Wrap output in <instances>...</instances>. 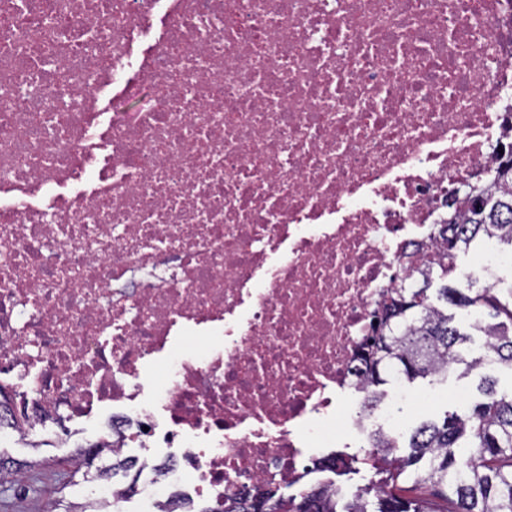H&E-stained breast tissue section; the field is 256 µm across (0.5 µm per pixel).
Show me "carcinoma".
Masks as SVG:
<instances>
[{"mask_svg": "<svg viewBox=\"0 0 512 512\" xmlns=\"http://www.w3.org/2000/svg\"><path fill=\"white\" fill-rule=\"evenodd\" d=\"M492 186L473 190L462 199V213L440 230L447 260L433 272L422 271L421 286L401 281L390 289L388 302L373 327L371 352L355 369L378 403L384 392L377 387L390 377L409 382L448 376L456 365L464 373L482 366L467 358L473 332L483 336V347L495 353V363L512 372V282L474 288L453 287L444 280L454 272V259L488 242L512 247V160L493 170ZM488 309L491 321L470 324L465 331L448 307ZM481 400L466 414L445 413L442 421H426L413 432L409 454L394 452L395 441L378 431L370 435L361 463L374 471L375 480L355 500L341 503L339 491L316 486L288 498L264 488L269 495L266 512H512V393L502 394L496 381L483 377ZM94 453L80 458L74 474L100 479L108 468L90 471ZM411 485L402 486L406 475Z\"/></svg>", "mask_w": 512, "mask_h": 512, "instance_id": "obj_1", "label": "carcinoma"}]
</instances>
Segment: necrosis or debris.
<instances>
[{"label":"necrosis or debris","mask_w":512,"mask_h":512,"mask_svg":"<svg viewBox=\"0 0 512 512\" xmlns=\"http://www.w3.org/2000/svg\"><path fill=\"white\" fill-rule=\"evenodd\" d=\"M510 148L512 0H0L13 435L105 408L113 460L182 448L190 496L142 460L145 512L308 490L380 425L393 277Z\"/></svg>","instance_id":"obj_1"}]
</instances>
